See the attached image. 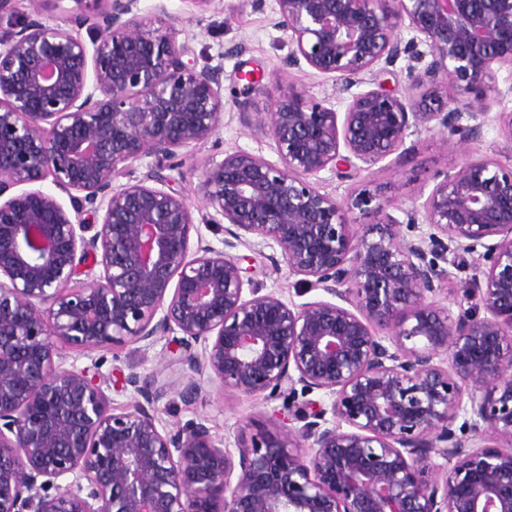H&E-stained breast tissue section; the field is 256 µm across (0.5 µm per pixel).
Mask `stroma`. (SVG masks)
I'll list each match as a JSON object with an SVG mask.
<instances>
[{
  "mask_svg": "<svg viewBox=\"0 0 512 512\" xmlns=\"http://www.w3.org/2000/svg\"><path fill=\"white\" fill-rule=\"evenodd\" d=\"M178 16V41L187 43L197 63L219 65L224 69V98L232 100L242 87L240 71H253L265 87V93L255 99L252 109L267 111L270 103L296 86L316 98H335L336 85L331 79L314 74L310 68L283 69L282 60L289 52L288 40L272 25L274 0H216L205 12L194 10L188 0H138L140 14L149 15L157 4ZM244 44L243 54H232L236 44ZM415 155L393 168L362 172L353 180H339L331 172H323L322 187L338 200H352L362 190L379 194L390 202L389 213L399 215L402 209L422 203L430 194L439 173L468 160L494 157L502 163H512V141L500 136L496 122L484 127L478 140H443L436 133L416 136ZM238 149L275 160L276 155L264 132L255 123L244 121L238 111L224 109V122L218 132L203 144L181 150L178 156L182 178L180 190L188 194L194 216L205 211V201L199 189L201 171L209 161H221L225 153ZM237 255L245 259L249 276L263 282L266 290L275 292L284 301L302 303L320 298L317 290H308L302 276L289 274L279 249L250 241L240 245ZM171 342L163 340L150 350L128 343L100 351L103 360L100 373L103 389L113 408L122 410L134 400L132 389L123 383L129 373H138L145 382L166 387L167 397L158 404L162 419L167 423L190 419L204 420L216 438L234 446L238 438H246L265 429L276 419L281 404L222 389L209 376H200L202 388L197 399L183 401L179 392L190 379L188 366L177 361Z\"/></svg>",
  "mask_w": 512,
  "mask_h": 512,
  "instance_id": "obj_1",
  "label": "stroma"
}]
</instances>
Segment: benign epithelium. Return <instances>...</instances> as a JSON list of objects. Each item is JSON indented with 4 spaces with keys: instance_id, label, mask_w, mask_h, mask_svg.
Here are the masks:
<instances>
[{
    "instance_id": "obj_1",
    "label": "benign epithelium",
    "mask_w": 512,
    "mask_h": 512,
    "mask_svg": "<svg viewBox=\"0 0 512 512\" xmlns=\"http://www.w3.org/2000/svg\"><path fill=\"white\" fill-rule=\"evenodd\" d=\"M94 2L91 50L81 12L0 30V512H512V165L463 162L402 221L364 192L358 233L320 186L388 169L422 132L481 138L504 94L464 113L448 87L512 68V0H275L284 65L332 78L345 109L291 87L257 113L278 161L205 166L220 248L164 171L223 124L224 70L184 60L164 5ZM403 55L411 73L425 63L413 93L353 91ZM241 79L248 119L263 88ZM47 179L69 205L33 188ZM248 237L323 297L289 304L244 278L229 250ZM166 337L193 373L280 400L281 417L232 451L201 420L167 427L165 386L129 374L138 399L117 413L65 366Z\"/></svg>"
}]
</instances>
